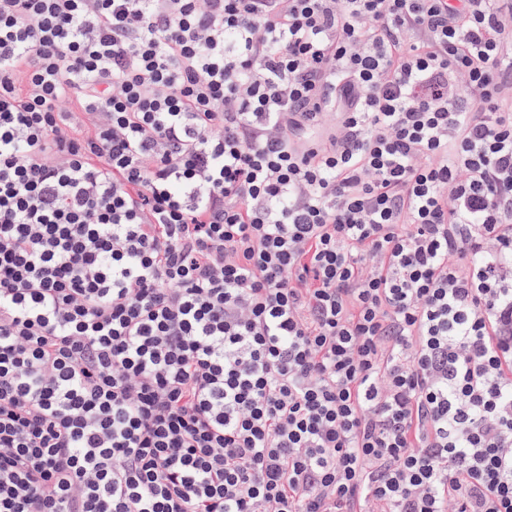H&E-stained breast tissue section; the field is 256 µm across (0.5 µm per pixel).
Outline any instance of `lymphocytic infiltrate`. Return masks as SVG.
<instances>
[{
  "mask_svg": "<svg viewBox=\"0 0 512 512\" xmlns=\"http://www.w3.org/2000/svg\"><path fill=\"white\" fill-rule=\"evenodd\" d=\"M0 512H512V0H0Z\"/></svg>",
  "mask_w": 512,
  "mask_h": 512,
  "instance_id": "lymphocytic-infiltrate-1",
  "label": "lymphocytic infiltrate"
}]
</instances>
